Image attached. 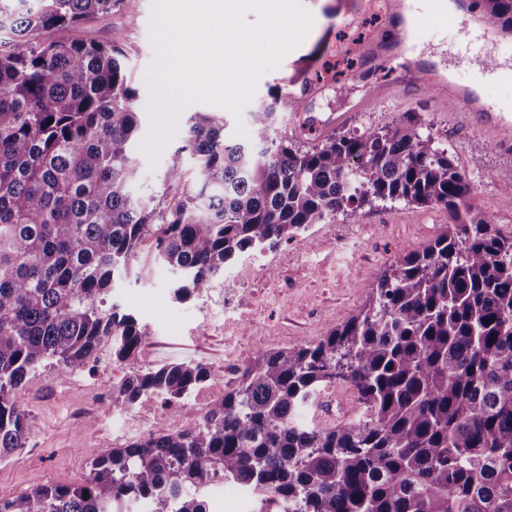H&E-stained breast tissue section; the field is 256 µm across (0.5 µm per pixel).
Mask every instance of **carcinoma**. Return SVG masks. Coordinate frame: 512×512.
<instances>
[{
  "instance_id": "carcinoma-1",
  "label": "carcinoma",
  "mask_w": 512,
  "mask_h": 512,
  "mask_svg": "<svg viewBox=\"0 0 512 512\" xmlns=\"http://www.w3.org/2000/svg\"><path fill=\"white\" fill-rule=\"evenodd\" d=\"M131 2L0 0L14 36L0 49V456L30 433L16 395L31 371L84 363L106 339L128 361L147 340L113 294L145 239L183 301L241 255L340 212L403 201L445 210L448 229L373 273L364 308L318 341L248 359L194 426L108 448L84 483L0 499V512H207L224 480L259 512H512V234L472 202L448 147L415 115L304 150L271 135L296 106L278 90L250 113L247 144L194 113L167 166L181 197L154 205L133 190L141 119L124 50L46 38ZM484 14L512 25V0H484ZM209 376L201 363L138 371L112 406H176ZM338 380L360 413L306 424Z\"/></svg>"
}]
</instances>
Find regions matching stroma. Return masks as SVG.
<instances>
[{
    "label": "stroma",
    "mask_w": 512,
    "mask_h": 512,
    "mask_svg": "<svg viewBox=\"0 0 512 512\" xmlns=\"http://www.w3.org/2000/svg\"><path fill=\"white\" fill-rule=\"evenodd\" d=\"M386 2L302 0L313 25L278 68L260 75L251 106L267 99L272 89H287L293 74L291 61L313 62V72L320 77L319 95L299 112L282 113L278 131L309 148L320 139L309 130L313 124L331 123L332 133L338 135L368 126L389 128L407 113H417L426 129L453 151L470 183L473 202L487 211L493 224L512 231V152L495 148L484 129L464 125L460 113L446 110L425 95L397 97L357 111L368 82L391 85L402 81L410 67L407 55L391 54L385 64L376 67L361 56L339 79L325 77V69L336 63L345 34L367 23L389 36L401 32L420 53L440 49L444 62L440 74L472 88L473 65L453 60L457 27L428 14L398 30ZM348 12L353 20L346 23L342 17ZM151 16L152 0H133L112 18L72 32L76 38L113 41L125 50L126 71L139 92L138 107L143 111L150 101L146 76L154 60ZM207 110L224 117L227 137L236 139L233 114L217 106L192 104L180 113L176 132L157 160L138 152V195L160 198L165 206L176 202L181 189L166 185L168 159L185 142L191 112ZM342 112L346 120L333 124V117ZM447 225L443 209L387 203L363 209L356 218L346 212L337 214L334 220L313 225L274 249L244 254L209 288L183 302L174 299L175 277L166 269L155 266L147 276L120 281L114 295L146 326L147 341L128 362L113 359L112 344L106 341L91 362L67 365L51 359L27 376L17 401L30 419L31 432L24 448L0 457V499L41 485L84 483L92 461L104 449L192 426L208 405L236 387L248 358L316 341L346 322L367 301L370 272L420 249ZM174 362L210 367L211 376L201 387L204 404H197L190 395L174 409L163 398L151 396L129 409L113 408L114 384L134 371ZM354 396L346 383L327 386L305 419L323 428L335 426L352 415Z\"/></svg>",
    "instance_id": "stroma-1"
}]
</instances>
